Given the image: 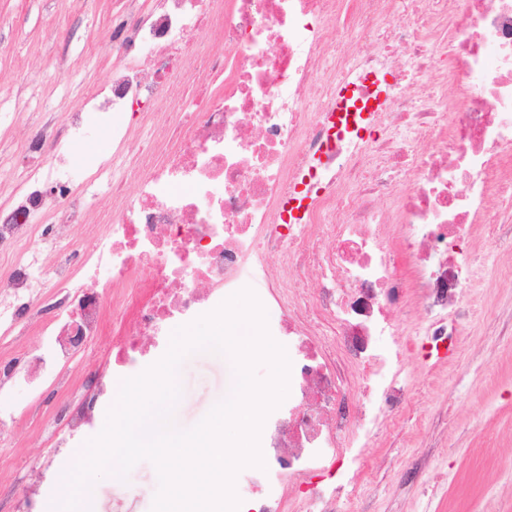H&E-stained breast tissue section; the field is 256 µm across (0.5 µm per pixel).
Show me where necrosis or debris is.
I'll return each instance as SVG.
<instances>
[{"mask_svg":"<svg viewBox=\"0 0 512 512\" xmlns=\"http://www.w3.org/2000/svg\"><path fill=\"white\" fill-rule=\"evenodd\" d=\"M124 57L96 108L139 115L112 128L132 168L112 177V209L92 252L75 255L82 201L34 184L0 217V335L33 308L34 270L51 267L57 310L38 320L39 352L0 361V395L18 366L34 391L112 337L113 370L144 362L169 325L255 289L291 362L287 402L265 420V469L238 475L240 512H339L371 474L373 437L412 390L416 349L448 353L469 310L478 259L469 248L489 204L512 223V0H124ZM342 17L336 31L327 21ZM222 51L202 50L203 37ZM199 54L208 84L182 66ZM388 80V103L357 134L334 132L336 88ZM308 196L303 223L281 203ZM53 225L27 247L38 223ZM112 278L86 289L84 275ZM317 287H307L311 272ZM427 318L422 344L408 337Z\"/></svg>","mask_w":512,"mask_h":512,"instance_id":"necrosis-or-debris-1","label":"necrosis or debris"}]
</instances>
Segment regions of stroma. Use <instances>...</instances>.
Instances as JSON below:
<instances>
[{
  "label": "stroma",
  "instance_id": "1",
  "mask_svg": "<svg viewBox=\"0 0 512 512\" xmlns=\"http://www.w3.org/2000/svg\"><path fill=\"white\" fill-rule=\"evenodd\" d=\"M124 16L117 0H0V136L20 141L44 114L91 111L88 97L109 78L112 33ZM136 120L130 112L103 116L64 143L67 162L76 170L111 166L113 124ZM474 242L481 262L458 347L440 361L415 358L410 410L369 448L374 472L358 512H512V283L499 275L512 263V230L484 224ZM111 343L100 337L71 367L68 388L47 386L36 397L27 382L13 386L15 419L0 434V512H12L31 485L40 491L36 512H49L74 450L98 433L93 427L73 437L72 452L57 455L51 421L76 405L79 387L103 369ZM224 378L223 358L194 352L183 359L177 428H192L223 400ZM157 489L154 465L141 461L127 479H96L89 512H151Z\"/></svg>",
  "mask_w": 512,
  "mask_h": 512
}]
</instances>
